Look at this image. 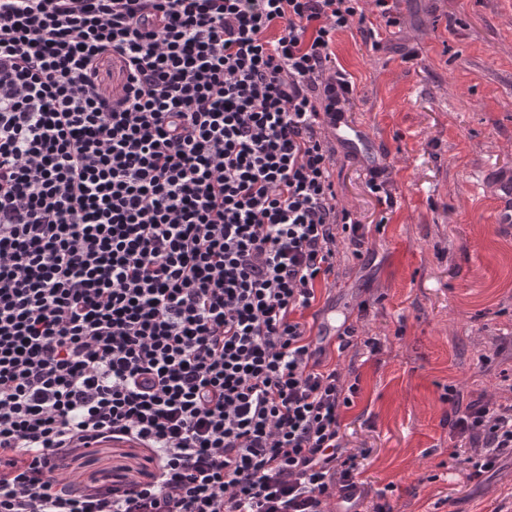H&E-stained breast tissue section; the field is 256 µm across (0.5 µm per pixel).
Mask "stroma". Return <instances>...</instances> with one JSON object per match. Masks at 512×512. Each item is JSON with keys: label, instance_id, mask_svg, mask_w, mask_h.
Segmentation results:
<instances>
[{"label": "stroma", "instance_id": "35a3bbf8", "mask_svg": "<svg viewBox=\"0 0 512 512\" xmlns=\"http://www.w3.org/2000/svg\"><path fill=\"white\" fill-rule=\"evenodd\" d=\"M397 14L380 34L400 52L372 51L355 30L336 37L355 85L350 118L379 142L397 200L374 232L364 164L337 151L338 198L370 225L371 252L342 261L320 306L383 342L340 360L359 377L345 433L370 451L367 503L391 483L393 512H512V457L469 479L440 400L448 384L496 400L511 391L512 226L495 221V182L512 172V0H398ZM133 455L146 452L88 448L70 466L109 480Z\"/></svg>", "mask_w": 512, "mask_h": 512}]
</instances>
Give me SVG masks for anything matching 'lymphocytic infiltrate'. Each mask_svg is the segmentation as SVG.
Instances as JSON below:
<instances>
[{
  "label": "lymphocytic infiltrate",
  "mask_w": 512,
  "mask_h": 512,
  "mask_svg": "<svg viewBox=\"0 0 512 512\" xmlns=\"http://www.w3.org/2000/svg\"><path fill=\"white\" fill-rule=\"evenodd\" d=\"M361 0H0V512H362L307 319L369 229L327 133ZM470 478L512 399L441 396ZM147 479L86 482L90 446ZM129 454H136L137 458H128ZM147 454L142 448H131L128 445L88 448L70 461V469H77L86 478L111 480L118 478L123 473L122 468L127 464L137 462L146 467V472L149 471L151 465L144 460Z\"/></svg>",
  "instance_id": "1"
}]
</instances>
